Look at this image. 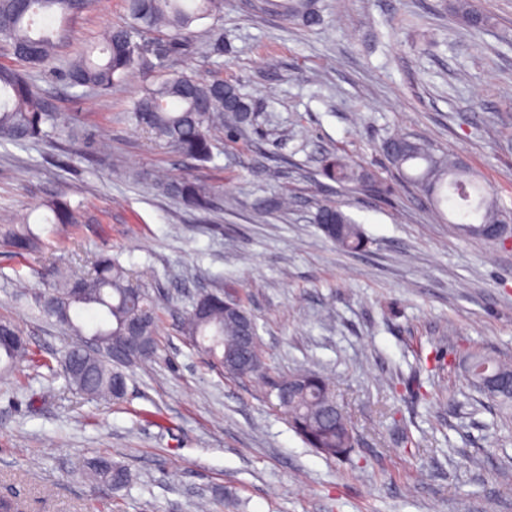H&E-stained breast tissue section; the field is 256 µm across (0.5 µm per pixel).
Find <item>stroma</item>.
Returning a JSON list of instances; mask_svg holds the SVG:
<instances>
[{
    "label": "stroma",
    "instance_id": "stroma-1",
    "mask_svg": "<svg viewBox=\"0 0 512 512\" xmlns=\"http://www.w3.org/2000/svg\"><path fill=\"white\" fill-rule=\"evenodd\" d=\"M480 30L453 0H322L310 29L224 0L169 70L221 74L254 120L220 140L212 161L174 156L128 119L151 80L140 71L107 93L68 87L57 62L32 70L58 132L0 143V224L55 195L90 221L21 258L0 246V318L37 359L0 377V501L18 512H512V421L465 385L456 355L478 346L512 358V248L454 231L381 151L398 134L454 150L512 210V0H473ZM125 21L101 0L68 23L71 57ZM369 166L374 191L345 192L319 174L332 152ZM215 186L199 212L158 194L155 175ZM346 202L366 246L345 252L312 217ZM118 256L169 297L158 355L129 369L128 394L106 403L49 377L69 339L37 317L19 286L55 271L84 275ZM244 300L265 377L212 368L180 332L202 292ZM311 369L333 386L355 433L343 459L306 447L269 397L270 380ZM106 455L134 486L114 491L83 468ZM454 2L453 12L466 26L472 29H481L486 25V17L473 7L472 1L455 0Z\"/></svg>",
    "mask_w": 512,
    "mask_h": 512
}]
</instances>
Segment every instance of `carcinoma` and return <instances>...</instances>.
<instances>
[{"label":"carcinoma","instance_id":"1","mask_svg":"<svg viewBox=\"0 0 512 512\" xmlns=\"http://www.w3.org/2000/svg\"><path fill=\"white\" fill-rule=\"evenodd\" d=\"M91 0H0V42L12 55L31 68H39L61 53L67 36L49 20H64L85 10ZM260 12H274L283 20L305 28L321 24L320 0H250ZM224 0H124L127 22L105 30L100 41L68 59L61 79L72 88L109 90L122 84L138 69L149 52V45L137 41L145 33L166 36L161 49L154 50L163 70L173 54L190 47L192 27L213 18L223 9ZM453 12L466 26L481 29L486 17L471 0H455ZM129 118L139 129L151 134L176 156L200 163L211 160L218 133L228 136L252 122L250 103L238 88L220 76L201 78L192 72L162 74L147 84L132 101ZM57 116L49 111L46 91L32 83L27 74L0 66V140L15 144L36 143L50 136ZM382 151L390 165L424 192L436 206L456 202L463 222L457 228L465 235L487 241L478 230L498 223L504 211L489 187L481 183L453 153L438 151L432 144L410 136L394 135ZM320 175L354 191H370L377 186L374 171L346 157L331 153L321 161ZM162 193L186 206L206 211L218 190L188 176L157 180ZM49 224L83 223V214L61 198L44 201ZM314 223L336 224L338 231L324 233L336 247L358 251L365 246V235L343 210V204L328 201L318 205ZM0 243L24 256L42 251L46 243L38 228L24 219L19 224H0ZM86 289L81 300H71V289ZM225 298L202 293L186 312L182 334L209 360L224 366V350L236 345L240 336L238 319L224 312ZM30 307L38 316L55 322L72 339L97 336L100 355L87 361L74 374L60 363L61 374L77 393L113 402L123 400L118 381H127L126 369L156 357L161 322L159 304L148 290L108 254L98 256L88 276L66 275L52 287L31 297ZM29 347L0 343V375H10L29 360ZM464 377L468 384L512 416V359L496 358L481 351L465 355ZM296 378L305 387L283 406L291 427L311 448H341L348 455L355 438L342 410H330L333 391L323 377L298 370ZM92 479L113 490L129 488L134 475L126 466L103 455L84 461Z\"/></svg>","mask_w":512,"mask_h":512}]
</instances>
